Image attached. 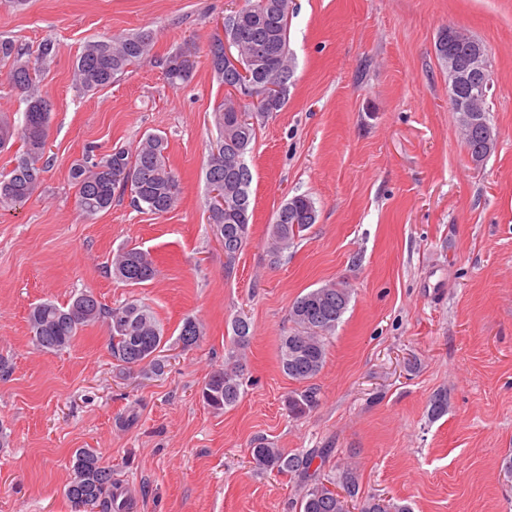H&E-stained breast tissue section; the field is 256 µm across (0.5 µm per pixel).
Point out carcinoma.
I'll use <instances>...</instances> for the list:
<instances>
[{"label":"carcinoma","instance_id":"carcinoma-1","mask_svg":"<svg viewBox=\"0 0 512 512\" xmlns=\"http://www.w3.org/2000/svg\"><path fill=\"white\" fill-rule=\"evenodd\" d=\"M241 11L256 15L240 27L241 64L257 79L273 78L290 85L295 71L288 49L293 0H243ZM219 44L218 35L211 42L209 60L212 70L228 89L238 85L239 75L224 68V61L215 60ZM152 48L153 36L148 32L91 40L73 63L74 81L85 93L109 86L130 67L148 58ZM450 52L460 66L467 65L465 50L456 42L448 44V34L443 30L435 45L441 66L448 64ZM55 54V43L49 39L33 54L9 38H0V64L9 66L8 83L24 95L26 102L20 124L0 114V148L13 141L21 142L22 146V151L15 155L13 167L0 172V210L23 205L40 184L51 112L43 109L45 98L38 94L37 84ZM184 56L185 51L178 49L165 60L167 79L174 86L185 83L192 74ZM238 110L251 116L266 110V106L261 101L238 100L226 92L214 110L217 154L210 156L205 172L207 189L218 191V196L207 200L208 224L224 245V254L230 261L248 244L253 223L252 174L247 156L253 149L256 129L252 122L237 120ZM488 124L490 118L484 112L481 121L462 126V142L470 156L488 158L484 146V129ZM70 178L77 188L78 207L87 218L109 210L116 195L125 192L130 193L134 207L153 214L167 213L180 202L178 179L167 156V141L157 134L145 136L131 150L115 146L107 154H86L82 162L71 167ZM316 219V207L310 196L300 194L286 200L277 209L271 225L268 252L274 258L280 257ZM110 272L128 285H141L154 280L158 269L149 253L124 247L113 256ZM349 301V289L336 283L311 289L296 298L289 311L292 329L279 344V363L289 379L305 384L320 373L326 360L327 340L346 313ZM100 321L106 322L109 328L114 361L128 369L137 368L145 376L161 372L164 364L159 353L166 344L164 326L150 307L137 299L106 308L93 292L83 290L65 305L45 301L33 306L28 314L32 341L46 351L69 347L83 328ZM250 328V322L243 317L233 320L234 351L224 368L213 372L201 389L202 401L214 411L233 407L239 401L244 371L242 351L249 346ZM202 335V324L186 318L176 343L186 349L195 345ZM316 398L317 392L310 386L296 391L287 398L288 412L300 415L316 403ZM447 412L448 394L443 391L434 394L430 415L440 417ZM333 452L332 448H313L289 455L259 439L253 443L250 454L257 471L287 473L301 480L300 512H349L345 496L329 488L313 469L315 460L323 463ZM71 472L65 496L74 512L117 509L112 496V469L103 465L96 449H76ZM339 484L346 496H356L357 470L353 467L343 470ZM361 512H410V509L373 495L365 498Z\"/></svg>","mask_w":512,"mask_h":512}]
</instances>
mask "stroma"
Returning a JSON list of instances; mask_svg holds the SVG:
<instances>
[{
    "label": "stroma",
    "mask_w": 512,
    "mask_h": 512,
    "mask_svg": "<svg viewBox=\"0 0 512 512\" xmlns=\"http://www.w3.org/2000/svg\"><path fill=\"white\" fill-rule=\"evenodd\" d=\"M294 83L258 118L249 244L228 261L206 220L205 167L224 86L208 49L228 0H0V36L58 52L38 90L51 105L45 172L21 207L0 211V512H73L64 489L75 449L94 448L126 493L127 512H297V477L258 472V438L293 454L331 449L337 481L356 464L359 492L412 512H512V0H293ZM446 27L483 42L498 147L474 166L435 54ZM151 32V57L83 93L76 56L104 35ZM192 46L191 80L171 87L160 58ZM168 141L179 205L155 215L129 196L85 218L70 182L84 149ZM318 217L272 262L265 241L288 198ZM148 251L156 278L132 286L107 266L122 247ZM329 282L350 290L299 417L279 366L289 310ZM92 291L105 306L139 299L168 341L161 375L119 371L105 323L71 347L37 349L27 315ZM252 325L241 397L221 412L200 397L233 348L231 321ZM199 342H175L185 318ZM448 393V412L429 400Z\"/></svg>",
    "instance_id": "stroma-1"
}]
</instances>
